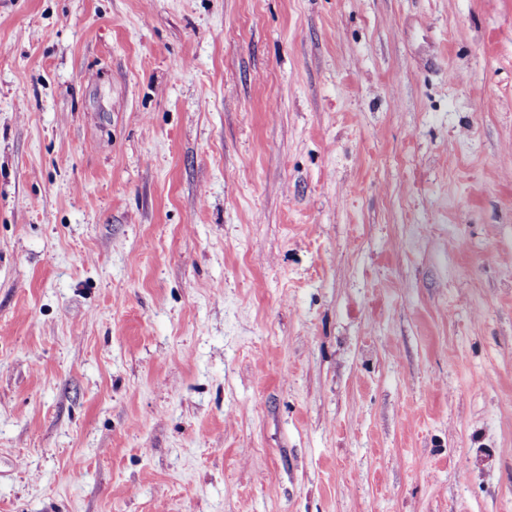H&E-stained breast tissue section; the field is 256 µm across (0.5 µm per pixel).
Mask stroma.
Wrapping results in <instances>:
<instances>
[{
	"label": "stroma",
	"instance_id": "stroma-1",
	"mask_svg": "<svg viewBox=\"0 0 512 512\" xmlns=\"http://www.w3.org/2000/svg\"><path fill=\"white\" fill-rule=\"evenodd\" d=\"M0 512H512V0H0Z\"/></svg>",
	"mask_w": 512,
	"mask_h": 512
}]
</instances>
